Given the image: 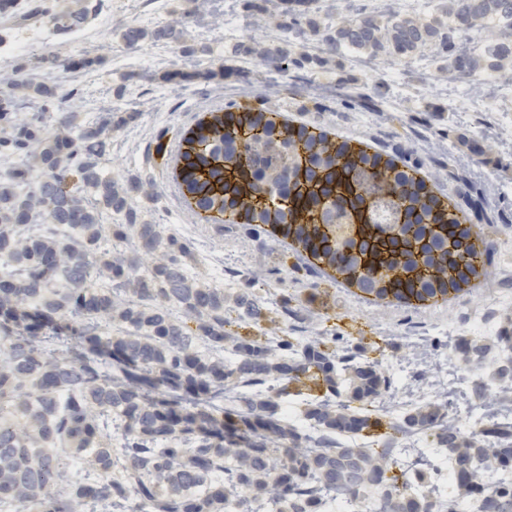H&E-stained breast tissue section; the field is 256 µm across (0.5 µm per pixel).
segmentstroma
<instances>
[{
	"mask_svg": "<svg viewBox=\"0 0 512 512\" xmlns=\"http://www.w3.org/2000/svg\"><path fill=\"white\" fill-rule=\"evenodd\" d=\"M335 2L330 9L325 0H311L286 33L261 9V0H90L86 26L59 34L44 18L58 13L55 0H27L0 9V69L60 84L54 98L32 90L25 96L36 104L46 132L67 118L76 136L100 113L113 114L119 125L107 133L102 178L145 183L149 196L136 208L138 223L159 225L189 244L188 276L223 289L226 308L238 311L243 297L260 304L259 324L239 328L240 336H286L303 344L323 331L336 333L337 356L378 361L392 379L388 396L396 404L386 414L391 421L435 400L461 428L473 409L484 411V427L512 423V400L493 410L486 406L508 384L500 371L512 366V353L498 335L512 330V307L489 310L493 335L468 327L487 298L512 297V122L505 120L512 114V84L487 82L482 73L453 76L435 50L407 58L332 52L320 33L343 19L395 12L425 21L443 17L439 0L422 7L414 0L402 7L394 0ZM29 4L38 14H27ZM178 19L188 30L184 40L152 39L155 29ZM124 25L144 30L145 38L126 45L118 34ZM33 28L44 30V48L62 69L45 71L36 54L13 50L14 40ZM256 41L287 46L289 55L261 62L245 52ZM462 88L471 91L474 106H456ZM489 97L497 98L496 108L484 107ZM240 106L270 107L294 124L366 139L401 162L437 171L438 192L481 198L482 213L466 217L469 225L488 229L492 284L472 286L428 309L372 305L302 268L282 239L238 224L200 221L171 175L181 135L201 113ZM284 302L299 311L300 321L282 319ZM462 338L483 346L484 358L460 359L454 347Z\"/></svg>",
	"mask_w": 512,
	"mask_h": 512,
	"instance_id": "35a3bbf8",
	"label": "stroma"
}]
</instances>
